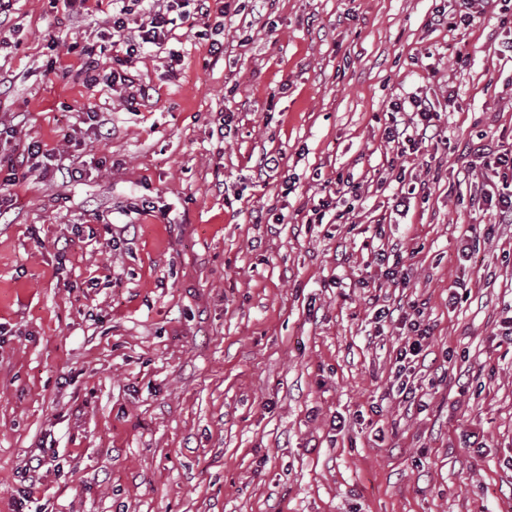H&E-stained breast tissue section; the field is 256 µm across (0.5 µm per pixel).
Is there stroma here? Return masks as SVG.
I'll use <instances>...</instances> for the list:
<instances>
[{
	"instance_id": "1",
	"label": "stroma",
	"mask_w": 512,
	"mask_h": 512,
	"mask_svg": "<svg viewBox=\"0 0 512 512\" xmlns=\"http://www.w3.org/2000/svg\"><path fill=\"white\" fill-rule=\"evenodd\" d=\"M447 3L195 14L128 67L150 89L131 111L81 69L112 0H16L0 158L36 140L57 162L0 192V512H512V222L452 189L483 182L466 143L512 147V31L430 27ZM415 92L448 144L400 159L387 105ZM328 196L348 223H313ZM394 244L403 288L375 260ZM377 300L434 327L414 402Z\"/></svg>"
}]
</instances>
